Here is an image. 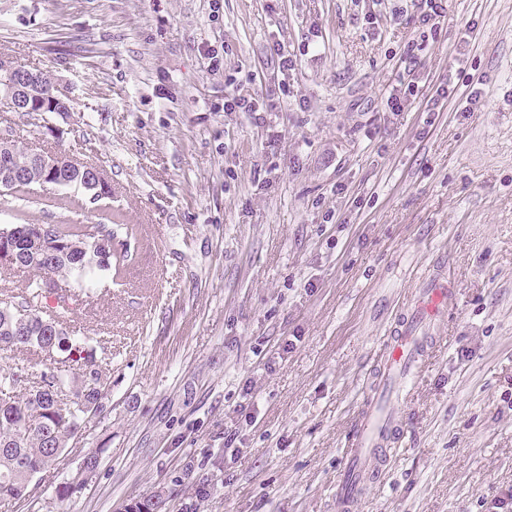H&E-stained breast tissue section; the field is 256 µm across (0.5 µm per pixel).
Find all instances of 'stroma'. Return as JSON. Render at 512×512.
<instances>
[{
  "instance_id": "1",
  "label": "stroma",
  "mask_w": 512,
  "mask_h": 512,
  "mask_svg": "<svg viewBox=\"0 0 512 512\" xmlns=\"http://www.w3.org/2000/svg\"><path fill=\"white\" fill-rule=\"evenodd\" d=\"M444 6L427 32L422 0H0V56L53 71L71 105L0 112V135L112 186L0 197V225L108 224L125 257L62 315L108 362L101 408L0 512L155 494L166 512H336L375 354L427 274L448 277L450 316L354 512H495L512 491V0ZM230 94L268 103L263 122ZM52 364L0 352L25 368L17 396Z\"/></svg>"
}]
</instances>
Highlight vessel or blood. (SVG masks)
Here are the masks:
<instances>
[{
  "label": "vessel or blood",
  "instance_id": "vessel-or-blood-1",
  "mask_svg": "<svg viewBox=\"0 0 512 512\" xmlns=\"http://www.w3.org/2000/svg\"><path fill=\"white\" fill-rule=\"evenodd\" d=\"M449 294L448 283L430 279L406 304L383 344L379 358L383 381L395 390L399 400L407 399L406 384L416 377L434 342L425 329L444 317ZM402 434L401 423L387 405L371 404L359 418L347 443L346 475L336 495V512H352L361 496V475L376 469L389 446L398 443Z\"/></svg>",
  "mask_w": 512,
  "mask_h": 512
}]
</instances>
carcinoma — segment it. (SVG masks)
<instances>
[{"mask_svg": "<svg viewBox=\"0 0 512 512\" xmlns=\"http://www.w3.org/2000/svg\"><path fill=\"white\" fill-rule=\"evenodd\" d=\"M27 225L8 242L15 263L33 271V281L22 303L35 307L44 298L45 278H66L75 283L82 294L100 274L93 257L100 254L98 234L108 229L106 224L54 225V244L34 251L24 234ZM36 315L23 321L0 308V350L25 348L34 353L58 355L56 364H65L84 347L75 336L62 329V323H44ZM45 385L15 399L0 398V498L24 500L30 496L32 480L28 472L37 474L49 468L52 457L60 458L67 440L77 434L87 415L97 412L105 388L104 381L94 384L84 378L68 377L53 369L44 374ZM73 383V407L61 408L56 389Z\"/></svg>", "mask_w": 512, "mask_h": 512, "instance_id": "cac0c4a2", "label": "carcinoma"}]
</instances>
